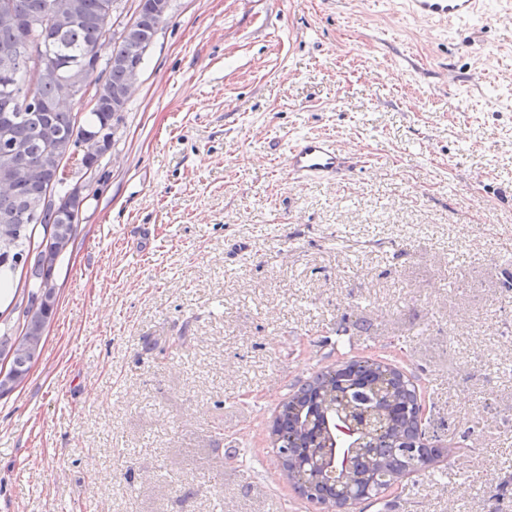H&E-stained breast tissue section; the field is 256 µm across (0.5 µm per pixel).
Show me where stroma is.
<instances>
[{"mask_svg": "<svg viewBox=\"0 0 512 512\" xmlns=\"http://www.w3.org/2000/svg\"><path fill=\"white\" fill-rule=\"evenodd\" d=\"M303 135L356 167L291 179ZM67 172L91 195L42 354L0 397V512H320L268 433L292 384L352 358L417 376L452 452L350 512H512L505 0L465 24L172 0L101 168Z\"/></svg>", "mask_w": 512, "mask_h": 512, "instance_id": "stroma-1", "label": "stroma"}]
</instances>
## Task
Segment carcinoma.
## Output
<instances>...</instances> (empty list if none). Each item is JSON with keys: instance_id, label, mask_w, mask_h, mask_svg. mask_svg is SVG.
<instances>
[{"instance_id": "obj_1", "label": "carcinoma", "mask_w": 512, "mask_h": 512, "mask_svg": "<svg viewBox=\"0 0 512 512\" xmlns=\"http://www.w3.org/2000/svg\"><path fill=\"white\" fill-rule=\"evenodd\" d=\"M121 0H0V287H9L23 257L29 293L19 334L0 329V397L28 375L44 348L56 309L58 259L72 243L79 219L54 199L67 180L66 163L101 167L105 147L76 152L80 127L102 128L120 119L133 69L134 47L151 45L161 18L154 0H137L129 21L112 31ZM41 48L46 71L30 75L31 50ZM88 97L83 123L62 109L68 98ZM40 225L52 243L32 247ZM422 405L411 377L375 359L327 366L292 385L271 425L272 447L295 493L325 509L380 500L389 487L419 473L451 449L433 445L421 428Z\"/></svg>"}]
</instances>
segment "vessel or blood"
<instances>
[{
    "mask_svg": "<svg viewBox=\"0 0 512 512\" xmlns=\"http://www.w3.org/2000/svg\"><path fill=\"white\" fill-rule=\"evenodd\" d=\"M408 10L425 19L467 22L478 17L482 0H405ZM290 177L311 180L341 173L347 168V152L325 136L309 135L291 142L286 151Z\"/></svg>",
    "mask_w": 512,
    "mask_h": 512,
    "instance_id": "1",
    "label": "vessel or blood"
}]
</instances>
